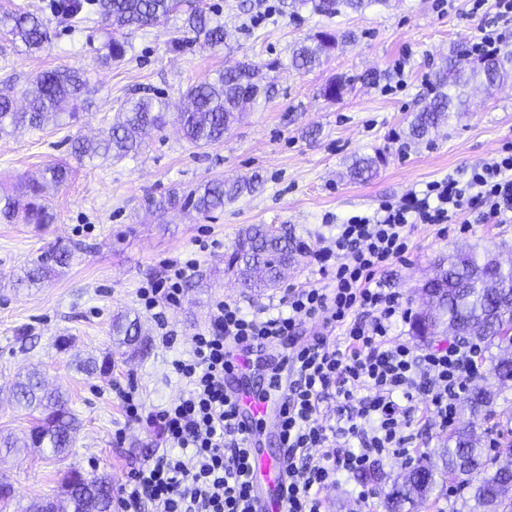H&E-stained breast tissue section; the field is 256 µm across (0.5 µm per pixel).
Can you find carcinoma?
<instances>
[{
  "instance_id": "1",
  "label": "carcinoma",
  "mask_w": 512,
  "mask_h": 512,
  "mask_svg": "<svg viewBox=\"0 0 512 512\" xmlns=\"http://www.w3.org/2000/svg\"><path fill=\"white\" fill-rule=\"evenodd\" d=\"M187 0H59L53 4L57 17L63 21L85 14L100 19L108 34L100 59L110 63L125 59L129 42L127 31L141 29L161 22L182 11ZM302 5L327 15L339 7L358 9L365 0H298ZM203 38L211 46L224 43V21L217 10L206 11L190 5L183 25L173 32L170 48L180 49L188 42L186 34ZM0 34L16 47L34 54L51 41L47 22L28 11L1 10ZM336 46V35L319 32L292 51L291 65L297 70L309 71L320 62L321 56ZM512 53H490L477 56V64L467 73L458 68L457 59L448 61L433 73L434 96L414 113L408 123L406 137L410 141L424 140L458 112L467 109L462 89L471 83L493 87L508 75L507 65ZM275 62L238 61L215 73L211 79L190 86L185 96L190 107L178 113L183 137L197 147L224 141V133L238 119L241 95L262 86L258 97H269V87L261 85V68H270ZM351 81L338 77L325 85L323 95L331 100L342 99L350 90ZM96 92L88 72L68 65L55 66L38 73L23 91L25 104L17 107L15 101L0 95V137L20 127L41 129L49 121L61 122L79 118V110L90 105ZM168 123L167 103L160 97L142 96L128 99L109 127L96 139L77 138L72 150L78 159L101 157L122 160L137 154L142 147V135L148 130L161 131ZM377 160L356 157L349 166L355 179L372 173ZM71 175L70 167L52 164L42 171L40 178H29L18 187V193H0V222L45 225L55 222L48 189L65 184ZM258 179L233 182L210 181L200 184L184 195L173 191L165 197H145L147 208L165 211L177 206L192 207L201 215L224 208L244 193L256 190ZM308 254L305 241L296 237L290 224H251L242 229L226 261L241 287L247 290H267L277 287L282 273ZM497 254L488 247L477 245L464 252L442 258L435 274L421 288L432 301L429 311L417 316L413 334L428 338L437 334L442 325L458 336H472L489 343H506L512 347V265L501 266ZM72 258V250L60 243L47 247L38 257L20 269L13 286L31 287L65 268ZM112 344L120 356L132 358L147 351L149 341L142 336L139 318L121 313L112 319ZM114 365V352L102 358L89 356L76 361L77 371L89 375H108ZM491 374L499 381L512 382V352L492 360ZM16 404L32 413L31 425L20 438L0 436V454H16L23 448H40L48 458H59L73 447L79 431V422L68 406V399L59 391L46 388L41 373L29 369L18 377L13 386ZM495 394L485 387L473 386L466 397V406L472 421L448 434V446L441 450L442 466L429 456L409 468L402 481L394 482L386 495V512H408L406 504L428 496L438 485V478L458 483L468 489L473 501L469 512H488L495 508L512 512V501L501 499L504 488L512 486V470L490 469L485 448L477 439L474 420L493 415ZM112 477L107 474L85 475L72 468L63 478L61 495L48 498L25 509V512H112Z\"/></svg>"
}]
</instances>
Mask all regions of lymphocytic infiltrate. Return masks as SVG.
<instances>
[{
	"mask_svg": "<svg viewBox=\"0 0 512 512\" xmlns=\"http://www.w3.org/2000/svg\"><path fill=\"white\" fill-rule=\"evenodd\" d=\"M462 214L477 224L512 222V148L473 167L466 180L451 175L344 219L331 247L314 255L323 283L290 287L281 310L261 317L216 301L187 358L172 363L183 395L147 412L135 391L119 393L128 419L157 428L161 438L132 472L124 512H138L145 501L151 512H254L248 437L224 380L235 351L293 337L310 320L319 329L291 354L284 401V512H324L322 492L337 477L408 455L406 430L418 416L452 424L459 399L481 374V347L463 342L415 353L395 334L411 313L379 275L404 261L412 226ZM194 268L190 260L168 261L164 278L141 288L144 309L164 319L180 305Z\"/></svg>",
	"mask_w": 512,
	"mask_h": 512,
	"instance_id": "obj_1",
	"label": "lymphocytic infiltrate"
}]
</instances>
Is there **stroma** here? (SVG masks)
<instances>
[{"label":"stroma","mask_w":512,"mask_h":512,"mask_svg":"<svg viewBox=\"0 0 512 512\" xmlns=\"http://www.w3.org/2000/svg\"><path fill=\"white\" fill-rule=\"evenodd\" d=\"M40 12L48 17L53 37L37 54H27L0 40V91L21 97L38 72L60 63L89 72L96 92L79 122L41 130L21 128L0 138V188L9 190L47 165L65 163L72 174L53 193L57 218L38 229L31 224H0V434L22 435L30 425L11 388L19 373L38 368L49 387L67 393L80 422L67 457L45 458L37 449L0 458V476L13 484L23 503L62 492L70 467L112 477L115 497H122L129 473L159 446L156 433L129 421L116 394L133 389L146 408L170 402L183 386L172 370L190 341L203 328L215 300L232 299L248 313L278 303L288 287L318 278L311 257L291 269L280 286L259 293L240 288L224 272L240 231L251 224H291L312 252L323 249L336 233L334 219L356 211L371 213L387 201L424 190L430 182L490 161L512 143V75L491 89L468 86L470 109L431 140L405 138L407 122L430 98V78L453 47L465 44L480 28L493 25L512 50V19L499 17L494 0H485L471 16L470 0H372L359 11L332 16L312 13L292 0H203L220 10L226 37L213 48L202 42L172 50L171 31L179 19L134 31L124 61H98L96 47L106 34L100 23L75 26L54 19L53 0H0V5ZM335 32L338 43L319 67L305 73L289 69L294 44L316 32ZM281 60L274 74L275 91L266 102L244 114L224 135L223 143L197 147L186 142L177 125L151 132L144 149L122 161L77 160L71 142L93 137L108 127L122 103L153 92L167 99L172 111L186 105L190 85L242 58ZM353 79L351 93L339 100L322 95L330 80ZM383 156L376 172L352 180L347 167L356 156ZM260 174L261 187L203 216L193 210L150 213L145 195L187 190L214 180ZM209 242L199 251L197 240ZM70 245L75 257L68 268L42 284L15 289L12 275L37 257L49 243ZM490 246L501 259L512 260V223L475 224L470 231L437 235L420 224L411 230V249L404 263L382 276L400 292L411 311L423 306L420 289L434 262L470 245ZM192 258L196 271L184 285L181 305L167 311L173 344H163L160 329L140 305L139 288L159 278L172 258ZM136 314L151 338L142 358L116 360L111 374L87 376L74 368L76 356L101 355L112 344V319ZM71 339L61 350L56 339ZM496 346L485 345L479 385L495 394L497 420L482 423V442L498 438V426L512 419V385L502 386L491 374ZM383 477L356 474L324 492L326 512H384V495L408 463L382 459Z\"/></svg>","instance_id":"35a3bbf8"}]
</instances>
